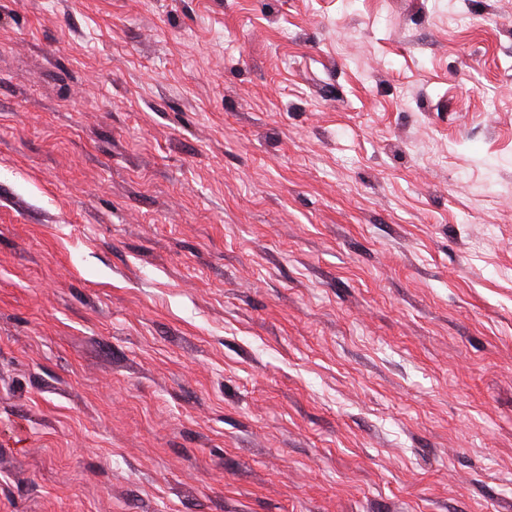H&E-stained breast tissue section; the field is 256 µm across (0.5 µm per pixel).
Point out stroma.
I'll return each mask as SVG.
<instances>
[{"instance_id": "stroma-1", "label": "stroma", "mask_w": 512, "mask_h": 512, "mask_svg": "<svg viewBox=\"0 0 512 512\" xmlns=\"http://www.w3.org/2000/svg\"><path fill=\"white\" fill-rule=\"evenodd\" d=\"M0 512H512V0H0Z\"/></svg>"}]
</instances>
